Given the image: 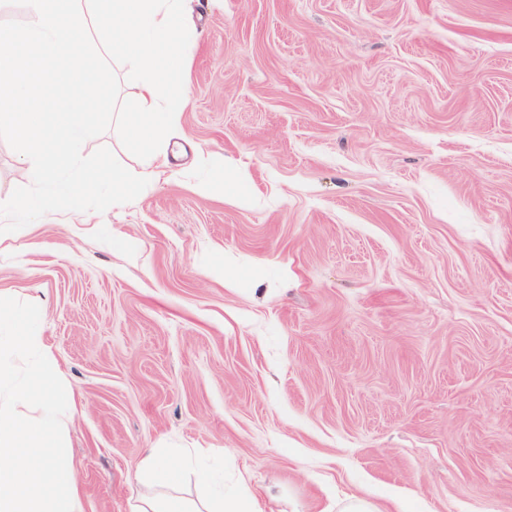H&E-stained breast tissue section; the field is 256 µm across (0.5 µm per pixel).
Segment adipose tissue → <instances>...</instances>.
<instances>
[{
    "label": "adipose tissue",
    "mask_w": 512,
    "mask_h": 512,
    "mask_svg": "<svg viewBox=\"0 0 512 512\" xmlns=\"http://www.w3.org/2000/svg\"><path fill=\"white\" fill-rule=\"evenodd\" d=\"M135 512H264L258 494L249 484H242L239 494L227 497L216 491L206 480H199L197 500L187 504L171 496H153L141 499Z\"/></svg>",
    "instance_id": "ef3b65f1"
}]
</instances>
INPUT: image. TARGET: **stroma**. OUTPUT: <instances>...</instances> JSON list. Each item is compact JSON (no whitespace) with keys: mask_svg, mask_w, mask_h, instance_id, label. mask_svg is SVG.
Here are the masks:
<instances>
[{"mask_svg":"<svg viewBox=\"0 0 512 512\" xmlns=\"http://www.w3.org/2000/svg\"><path fill=\"white\" fill-rule=\"evenodd\" d=\"M161 180L0 249L84 512L189 448L265 512H512V0H189Z\"/></svg>","mask_w":512,"mask_h":512,"instance_id":"obj_1","label":"stroma"}]
</instances>
